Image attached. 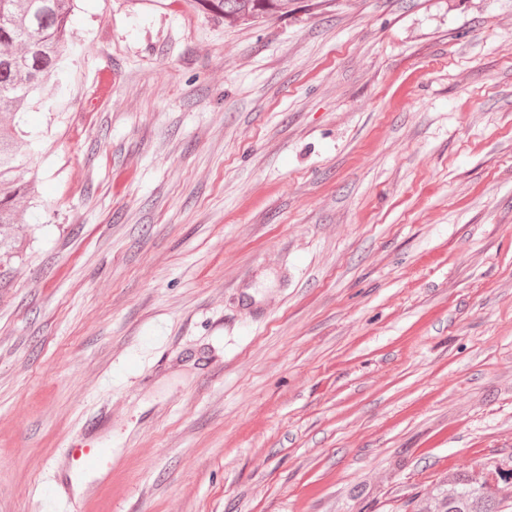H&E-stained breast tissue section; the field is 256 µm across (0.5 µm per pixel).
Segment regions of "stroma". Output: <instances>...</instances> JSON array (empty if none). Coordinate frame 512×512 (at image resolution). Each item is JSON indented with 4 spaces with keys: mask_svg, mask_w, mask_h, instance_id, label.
Segmentation results:
<instances>
[{
    "mask_svg": "<svg viewBox=\"0 0 512 512\" xmlns=\"http://www.w3.org/2000/svg\"><path fill=\"white\" fill-rule=\"evenodd\" d=\"M72 29L20 149L0 512H437L512 469V0ZM69 463L78 469L112 471V458L105 448H96L91 444L71 448Z\"/></svg>",
    "mask_w": 512,
    "mask_h": 512,
    "instance_id": "stroma-1",
    "label": "stroma"
}]
</instances>
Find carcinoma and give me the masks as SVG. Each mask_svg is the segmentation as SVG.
Listing matches in <instances>:
<instances>
[{
	"instance_id": "obj_1",
	"label": "carcinoma",
	"mask_w": 512,
	"mask_h": 512,
	"mask_svg": "<svg viewBox=\"0 0 512 512\" xmlns=\"http://www.w3.org/2000/svg\"><path fill=\"white\" fill-rule=\"evenodd\" d=\"M228 19L259 21L288 11V0H193ZM73 0H0V288L7 284L14 245L10 228L32 183L18 174V149L27 137L23 110L57 71L70 33ZM443 512H512V471L491 485L483 472L448 474Z\"/></svg>"
}]
</instances>
